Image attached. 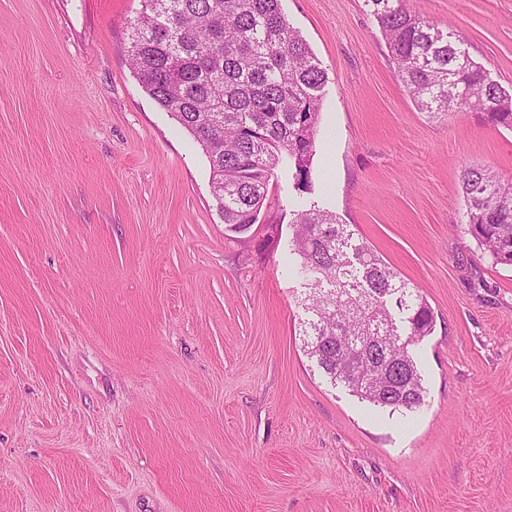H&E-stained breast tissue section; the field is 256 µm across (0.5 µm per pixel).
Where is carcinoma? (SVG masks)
<instances>
[{
    "label": "carcinoma",
    "instance_id": "1",
    "mask_svg": "<svg viewBox=\"0 0 512 512\" xmlns=\"http://www.w3.org/2000/svg\"><path fill=\"white\" fill-rule=\"evenodd\" d=\"M398 77L419 110L477 111L512 129V94L491 80L455 33L405 0H365ZM128 34L141 87L208 159L225 230L257 223L270 186L293 204L288 273L305 280L307 355L333 384L381 408L425 402L414 344L434 316L336 213L307 198L322 91L320 59L281 0H144ZM469 233L494 263L512 266V180L489 166L460 175Z\"/></svg>",
    "mask_w": 512,
    "mask_h": 512
}]
</instances>
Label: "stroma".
<instances>
[{"mask_svg": "<svg viewBox=\"0 0 512 512\" xmlns=\"http://www.w3.org/2000/svg\"><path fill=\"white\" fill-rule=\"evenodd\" d=\"M512 93V0H407ZM325 66L314 198L435 317L411 415L304 350L293 219L226 232L207 158L139 86L142 0H0V512H512V267L460 175L512 130L420 111L365 0H282Z\"/></svg>", "mask_w": 512, "mask_h": 512, "instance_id": "1", "label": "stroma"}]
</instances>
